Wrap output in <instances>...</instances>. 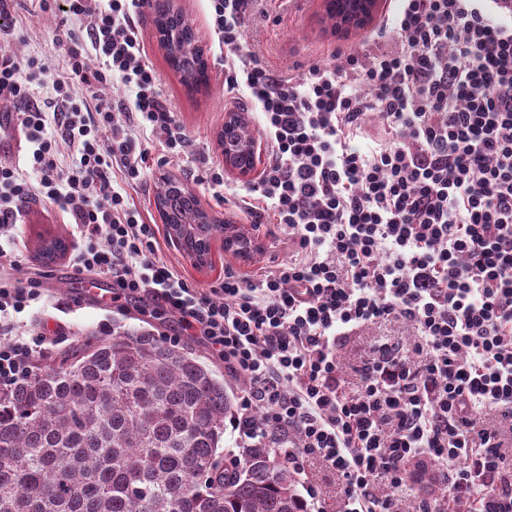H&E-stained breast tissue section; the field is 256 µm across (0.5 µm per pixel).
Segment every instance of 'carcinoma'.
I'll use <instances>...</instances> for the list:
<instances>
[{"instance_id": "1", "label": "carcinoma", "mask_w": 512, "mask_h": 512, "mask_svg": "<svg viewBox=\"0 0 512 512\" xmlns=\"http://www.w3.org/2000/svg\"><path fill=\"white\" fill-rule=\"evenodd\" d=\"M166 24L180 45L169 67L207 84L200 59L183 50L196 40L192 26ZM177 200L166 213L173 228L198 201L162 180L156 201ZM217 231L198 225L183 249ZM233 412L224 381L155 334L84 336L0 388V512H308L277 449L221 450Z\"/></svg>"}]
</instances>
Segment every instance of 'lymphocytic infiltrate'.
<instances>
[{"instance_id": "f902f5d3", "label": "lymphocytic infiltrate", "mask_w": 512, "mask_h": 512, "mask_svg": "<svg viewBox=\"0 0 512 512\" xmlns=\"http://www.w3.org/2000/svg\"><path fill=\"white\" fill-rule=\"evenodd\" d=\"M147 2L40 0L82 22L58 35L64 80L0 49V112L30 145L26 168L0 162V223L38 202L67 214L83 240L73 266L110 278L113 301L177 316L245 385L231 428L297 474L311 459L333 471L340 512H395L414 459L443 487L418 512H512V0H394L370 46L298 80L250 50L255 0H208L224 84L268 152L234 206L288 258L207 288L158 252L132 197L144 131L166 156L187 146L136 23ZM111 77L132 99L91 105L74 91ZM48 80L47 106L33 88ZM41 296L18 249L0 245L1 386L49 350V337L13 332ZM385 322L409 332L371 345L349 390L344 343Z\"/></svg>"}]
</instances>
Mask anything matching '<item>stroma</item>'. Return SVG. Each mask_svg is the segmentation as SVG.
<instances>
[{"instance_id": "35a3bbf8", "label": "stroma", "mask_w": 512, "mask_h": 512, "mask_svg": "<svg viewBox=\"0 0 512 512\" xmlns=\"http://www.w3.org/2000/svg\"><path fill=\"white\" fill-rule=\"evenodd\" d=\"M178 7L193 26L209 61V82L200 92L187 91L169 69L147 15H140L139 29L146 54L162 82V91L171 105L178 123L191 141L180 157L167 164L157 161L158 149H150L147 186L134 201L144 219L159 223L155 206V191L159 179L172 176L187 183L201 205L217 217L233 214L232 199L244 193L248 184L233 173H225L224 184L213 187L210 174L223 167L224 152L217 135L224 125L226 113L238 105L224 90V58L211 48L206 0H177ZM10 35L0 39V45L11 49L19 58L35 59L48 65L52 72L66 70L65 52L56 41L59 27H78V20L62 18L42 11L37 0H13ZM245 30L251 48L259 62L273 71L291 72L301 76L314 60L326 59L339 46H361L365 36L359 31L339 32L324 18L320 0H257L254 12L245 20ZM60 239L68 248L76 246L80 235L66 215L51 205L34 204L18 224L0 225V242H13L28 264L44 267L49 276L44 279L46 296L26 313L17 317L20 335L44 332L52 336L53 348L76 343L85 334L103 339L124 331L148 330L170 332L177 322L166 314L142 315L125 310L112 300V283L108 278L78 273L65 252L53 260L42 255L44 242ZM162 252L178 272L193 285L206 288L220 282L226 267L240 269L221 244H214L212 264L197 269L182 252L172 247L168 238H160Z\"/></svg>"}]
</instances>
